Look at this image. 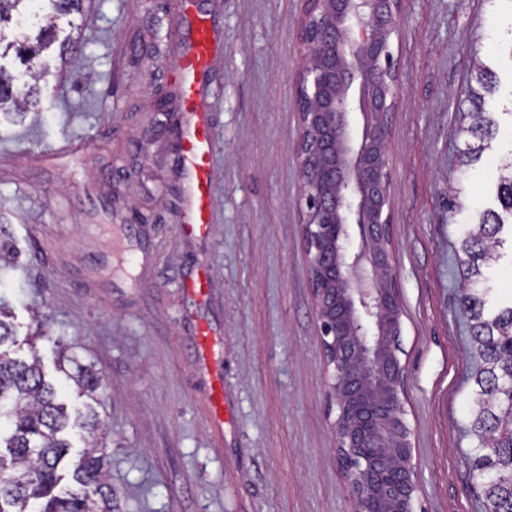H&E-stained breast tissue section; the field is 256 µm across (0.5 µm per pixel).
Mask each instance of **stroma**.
I'll return each instance as SVG.
<instances>
[{
    "mask_svg": "<svg viewBox=\"0 0 512 512\" xmlns=\"http://www.w3.org/2000/svg\"><path fill=\"white\" fill-rule=\"evenodd\" d=\"M302 0H91L87 42L42 121L0 126V300L72 404L77 368L107 383L94 409L120 512H351L335 459L300 224L292 78ZM203 11L216 34L213 234L187 238L176 68ZM401 102L391 117L397 355L423 512H483L466 455L474 351L458 288L465 214L494 206L512 149V0H402ZM498 80L499 130L460 167L477 66ZM456 198H449V188ZM207 270L199 301L185 277ZM218 341L202 368L195 334ZM224 426L211 421V376Z\"/></svg>",
    "mask_w": 512,
    "mask_h": 512,
    "instance_id": "1",
    "label": "stroma"
}]
</instances>
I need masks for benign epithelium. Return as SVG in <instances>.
Wrapping results in <instances>:
<instances>
[{
  "mask_svg": "<svg viewBox=\"0 0 512 512\" xmlns=\"http://www.w3.org/2000/svg\"><path fill=\"white\" fill-rule=\"evenodd\" d=\"M402 0H304L295 76L303 245L353 512H415L397 356L389 117L401 99Z\"/></svg>",
  "mask_w": 512,
  "mask_h": 512,
  "instance_id": "7a95c632",
  "label": "benign epithelium"
}]
</instances>
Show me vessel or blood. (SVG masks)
Masks as SVG:
<instances>
[{"label": "vessel or blood", "mask_w": 512, "mask_h": 512, "mask_svg": "<svg viewBox=\"0 0 512 512\" xmlns=\"http://www.w3.org/2000/svg\"><path fill=\"white\" fill-rule=\"evenodd\" d=\"M214 52L210 24L207 18L197 17L191 50L181 61V70L188 80V101L191 105L187 132L181 144L189 178L182 227L186 235L203 239L208 238L212 231L210 169L213 144L210 135L212 116L203 108L202 102Z\"/></svg>", "instance_id": "1"}]
</instances>
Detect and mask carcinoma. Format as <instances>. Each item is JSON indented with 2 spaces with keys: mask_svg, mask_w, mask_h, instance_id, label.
<instances>
[{
  "mask_svg": "<svg viewBox=\"0 0 512 512\" xmlns=\"http://www.w3.org/2000/svg\"><path fill=\"white\" fill-rule=\"evenodd\" d=\"M87 0H0V118L38 121L49 97L48 76L82 50L76 17ZM462 132L493 139L497 124L474 105ZM497 199L502 212H484L461 242V300L470 315L478 364L467 454L472 477L484 493V512H512V304L499 305L482 267L501 258L499 234L512 218V155L500 168ZM16 330L0 303V512H118L108 482L107 448L90 404L59 400L36 352H12ZM77 389L93 396L103 379L83 369ZM85 431L86 449L73 469L65 466L71 430Z\"/></svg>",
  "mask_w": 512,
  "mask_h": 512,
  "instance_id": "obj_1",
  "label": "carcinoma"
}]
</instances>
